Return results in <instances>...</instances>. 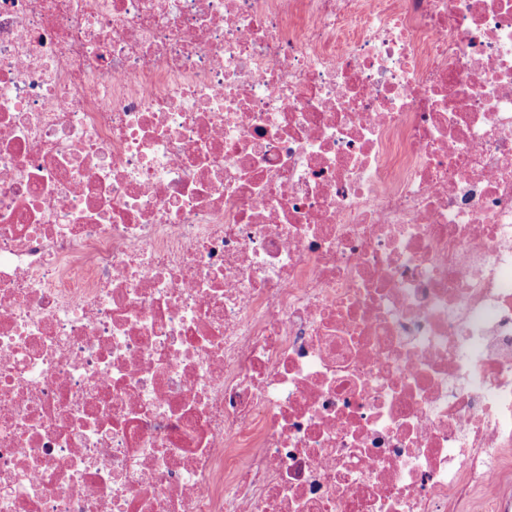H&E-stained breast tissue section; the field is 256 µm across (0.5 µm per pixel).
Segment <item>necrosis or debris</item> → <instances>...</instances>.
Instances as JSON below:
<instances>
[{"mask_svg": "<svg viewBox=\"0 0 512 512\" xmlns=\"http://www.w3.org/2000/svg\"><path fill=\"white\" fill-rule=\"evenodd\" d=\"M0 512H512V0H0Z\"/></svg>", "mask_w": 512, "mask_h": 512, "instance_id": "1", "label": "necrosis or debris"}]
</instances>
